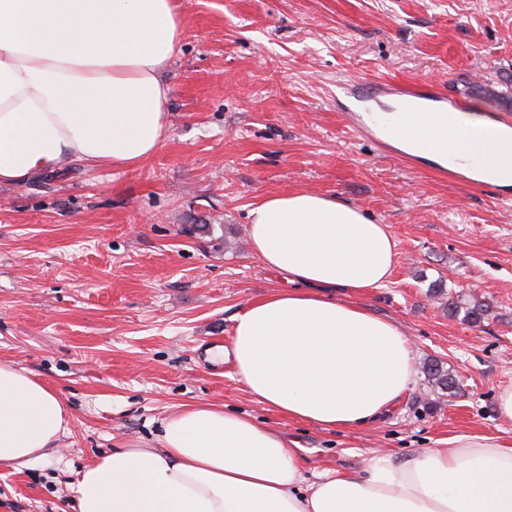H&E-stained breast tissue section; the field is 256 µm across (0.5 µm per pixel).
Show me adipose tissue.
I'll list each match as a JSON object with an SVG mask.
<instances>
[{
	"label": "adipose tissue",
	"mask_w": 512,
	"mask_h": 512,
	"mask_svg": "<svg viewBox=\"0 0 512 512\" xmlns=\"http://www.w3.org/2000/svg\"><path fill=\"white\" fill-rule=\"evenodd\" d=\"M177 0H0V183L65 163L134 169L168 129L165 71L184 35ZM393 142L512 186V133L480 111L382 112ZM254 255L284 276L234 319V377L258 404L326 429H356L412 388V345L351 300L386 287L388 225L309 191L262 196ZM70 424L61 394L0 363V465L51 458ZM74 512H512V436L462 433L363 474L308 479L292 444L255 418L194 404L163 422L162 446L114 448L71 482Z\"/></svg>",
	"instance_id": "1"
}]
</instances>
